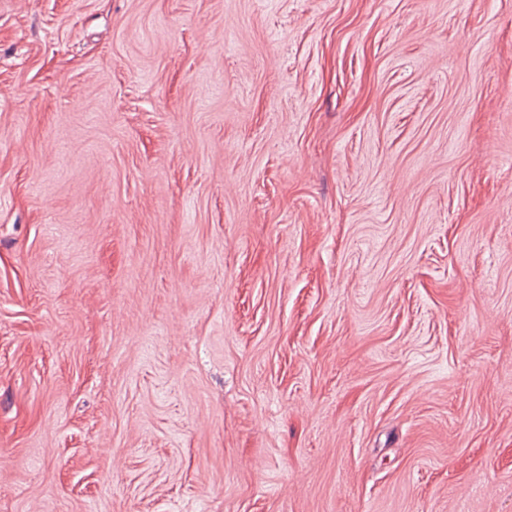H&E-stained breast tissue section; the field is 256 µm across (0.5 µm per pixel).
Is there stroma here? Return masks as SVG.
Returning <instances> with one entry per match:
<instances>
[{
	"instance_id": "1",
	"label": "stroma",
	"mask_w": 512,
	"mask_h": 512,
	"mask_svg": "<svg viewBox=\"0 0 512 512\" xmlns=\"http://www.w3.org/2000/svg\"><path fill=\"white\" fill-rule=\"evenodd\" d=\"M0 512H512V0H0Z\"/></svg>"
}]
</instances>
